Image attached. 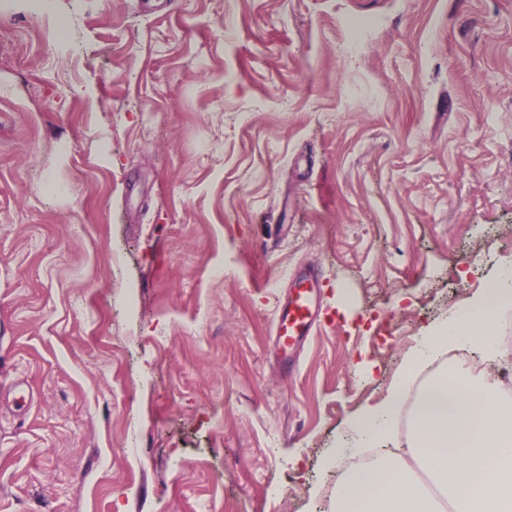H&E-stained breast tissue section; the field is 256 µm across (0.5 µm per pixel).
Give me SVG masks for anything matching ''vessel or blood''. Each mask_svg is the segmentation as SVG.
<instances>
[{
    "label": "vessel or blood",
    "instance_id": "b4317fda",
    "mask_svg": "<svg viewBox=\"0 0 512 512\" xmlns=\"http://www.w3.org/2000/svg\"><path fill=\"white\" fill-rule=\"evenodd\" d=\"M320 310L321 296L316 277L309 273L297 276L290 295L276 310L275 336L280 348L289 350L312 335Z\"/></svg>",
    "mask_w": 512,
    "mask_h": 512
}]
</instances>
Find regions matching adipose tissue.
<instances>
[{
  "mask_svg": "<svg viewBox=\"0 0 512 512\" xmlns=\"http://www.w3.org/2000/svg\"><path fill=\"white\" fill-rule=\"evenodd\" d=\"M512 307V262L480 296L430 328L405 356L381 397L349 423L350 436L337 456L374 449L371 463L345 472L336 488V512H512V401L498 381L481 372L440 373L416 380L436 358L469 346L486 358L512 351L497 338L500 319ZM416 401L409 418L406 454L390 450L408 394ZM500 462L488 469L490 459Z\"/></svg>",
  "mask_w": 512,
  "mask_h": 512,
  "instance_id": "obj_1",
  "label": "adipose tissue"
}]
</instances>
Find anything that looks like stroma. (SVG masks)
I'll use <instances>...</instances> for the list:
<instances>
[{
	"mask_svg": "<svg viewBox=\"0 0 512 512\" xmlns=\"http://www.w3.org/2000/svg\"><path fill=\"white\" fill-rule=\"evenodd\" d=\"M506 261L512 0H0V512H334ZM291 288L290 295L277 308L275 319V336L284 352L312 335L321 310V296L314 275L305 273L297 276Z\"/></svg>",
	"mask_w": 512,
	"mask_h": 512,
	"instance_id": "1",
	"label": "stroma"
}]
</instances>
